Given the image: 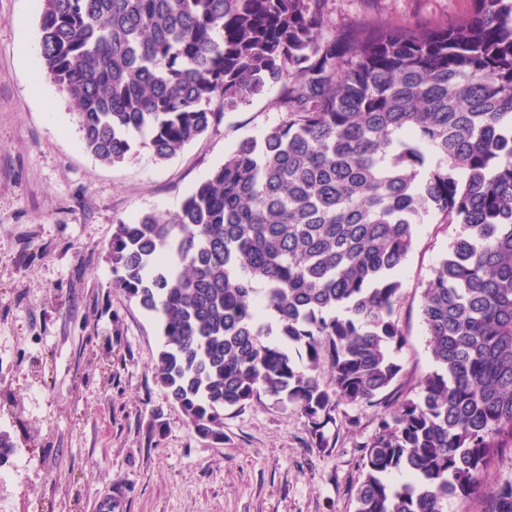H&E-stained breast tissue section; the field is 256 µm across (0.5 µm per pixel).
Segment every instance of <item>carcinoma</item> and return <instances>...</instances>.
<instances>
[{"label": "carcinoma", "instance_id": "carcinoma-1", "mask_svg": "<svg viewBox=\"0 0 512 512\" xmlns=\"http://www.w3.org/2000/svg\"><path fill=\"white\" fill-rule=\"evenodd\" d=\"M39 64L103 164L163 163L269 85L246 138L172 214L108 243L158 315L152 372L204 439L270 396L314 433L380 404L403 366L398 272L421 224L459 230L422 291L433 371L364 445L356 512H512V0L421 28L330 22L329 0H39ZM328 371L330 385L321 381Z\"/></svg>", "mask_w": 512, "mask_h": 512}]
</instances>
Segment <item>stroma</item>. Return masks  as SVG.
I'll list each match as a JSON object with an SVG mask.
<instances>
[{
	"label": "stroma",
	"instance_id": "1",
	"mask_svg": "<svg viewBox=\"0 0 512 512\" xmlns=\"http://www.w3.org/2000/svg\"><path fill=\"white\" fill-rule=\"evenodd\" d=\"M469 0H330L345 24L432 27ZM38 0H0V431L15 445L0 469V512H355L364 445L385 405L339 402L323 436L297 407L262 397L224 412V441L202 439L153 378L154 315L112 286L115 224L176 212L242 139L282 118L277 87L159 163L136 148L120 166L84 148L65 93L35 78ZM456 233L421 225L400 271L405 343L394 402L415 397L433 362L421 293Z\"/></svg>",
	"mask_w": 512,
	"mask_h": 512
}]
</instances>
